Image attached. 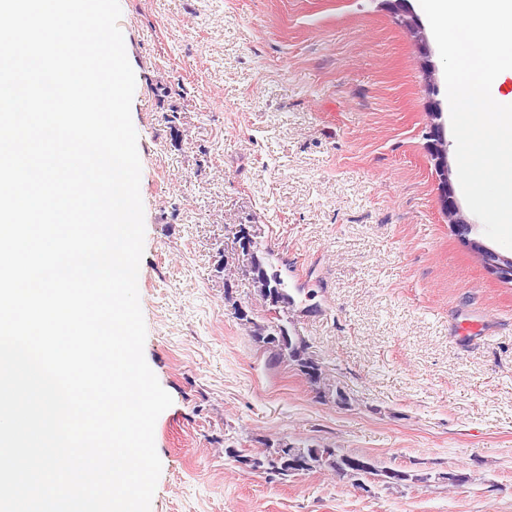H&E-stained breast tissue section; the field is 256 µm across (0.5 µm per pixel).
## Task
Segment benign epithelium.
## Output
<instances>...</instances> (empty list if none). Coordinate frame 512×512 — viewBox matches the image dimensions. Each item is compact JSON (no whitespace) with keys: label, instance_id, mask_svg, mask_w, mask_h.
I'll return each instance as SVG.
<instances>
[{"label":"benign epithelium","instance_id":"obj_1","mask_svg":"<svg viewBox=\"0 0 512 512\" xmlns=\"http://www.w3.org/2000/svg\"><path fill=\"white\" fill-rule=\"evenodd\" d=\"M396 21L415 42L425 74L429 131L428 150L438 180L439 202L448 225L464 245L479 255L484 266L499 279L512 281V259L502 256L471 237L472 225L462 211L451 181L452 170L448 160L447 130L444 120L445 103L441 94L439 70L432 60L434 55L426 26L411 0H385Z\"/></svg>","mask_w":512,"mask_h":512}]
</instances>
